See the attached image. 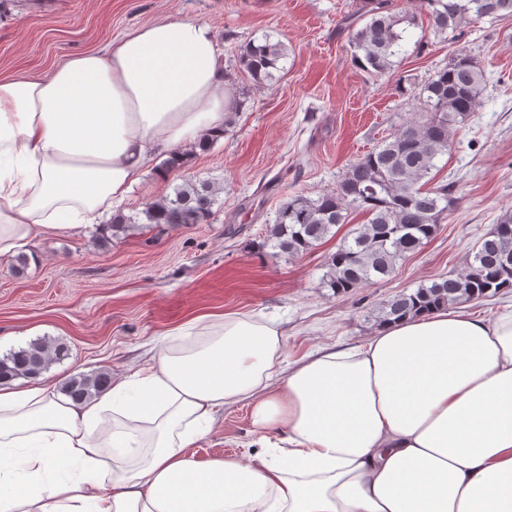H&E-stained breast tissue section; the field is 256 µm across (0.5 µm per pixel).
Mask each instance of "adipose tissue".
<instances>
[{"mask_svg":"<svg viewBox=\"0 0 512 512\" xmlns=\"http://www.w3.org/2000/svg\"><path fill=\"white\" fill-rule=\"evenodd\" d=\"M228 102L211 27L181 17L0 79V258L97 223L154 156L223 136ZM284 344L204 316L98 400L0 386V512H512V311L441 306L289 367ZM243 402L257 451L188 455Z\"/></svg>","mask_w":512,"mask_h":512,"instance_id":"obj_1","label":"adipose tissue"}]
</instances>
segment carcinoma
<instances>
[{
  "mask_svg": "<svg viewBox=\"0 0 512 512\" xmlns=\"http://www.w3.org/2000/svg\"><path fill=\"white\" fill-rule=\"evenodd\" d=\"M410 5L411 10L403 12L394 8L393 0H364L361 16L367 22L351 36L353 57L361 67L376 74L388 72L394 58L404 52L405 34L416 26V15L422 12L440 34L460 33L483 18L512 17V0H410ZM283 51L279 42L252 40L243 47L241 60L253 81L263 84L272 78ZM484 86V70L461 48L415 94L420 105L416 119L349 164L334 190L315 199L292 195L280 205L265 242L273 249L272 256L303 254L332 228L350 223V215L359 211L367 220L341 239L323 283L344 295L392 275L400 260L434 237L453 207L451 187L432 185L433 170L438 157L450 150L452 132L481 106ZM216 201V190L209 184L185 182L174 188V195L148 204L143 215L148 224H206ZM511 287L510 210L476 243L467 273L442 275L413 291L399 292L380 309V324L432 305L449 307ZM67 356L68 348L62 343L34 341L0 357V384L35 379ZM110 383L106 371L77 373L61 390L74 401H88Z\"/></svg>",
  "mask_w": 512,
  "mask_h": 512,
  "instance_id": "1",
  "label": "carcinoma"
}]
</instances>
